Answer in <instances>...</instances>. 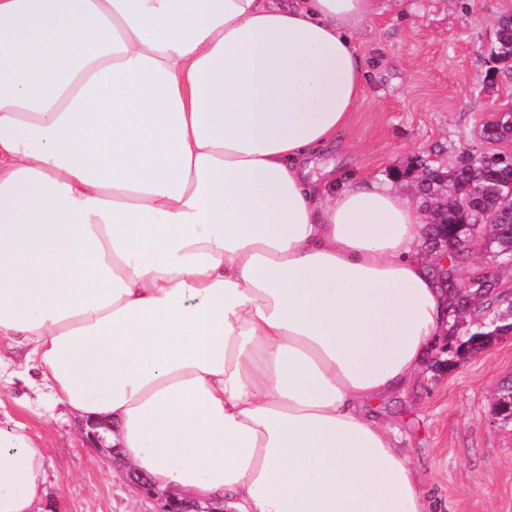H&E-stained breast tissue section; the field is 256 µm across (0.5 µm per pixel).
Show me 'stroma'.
<instances>
[{"label":"stroma","instance_id":"stroma-1","mask_svg":"<svg viewBox=\"0 0 512 512\" xmlns=\"http://www.w3.org/2000/svg\"><path fill=\"white\" fill-rule=\"evenodd\" d=\"M512 0H380L378 14L355 32L368 78L348 126L313 174L335 166L340 179L390 180L428 159L448 167L461 151H512V141L482 138L493 103L512 102V64L492 54L496 21ZM488 274L512 288V267L482 250H466L455 277ZM438 341L417 377L381 405L379 417L434 498L436 512H512V423L492 418L497 387L512 379V341L486 346L448 367ZM0 386V420L24 423L47 447L43 512H154L136 495L123 455L105 462L83 442L63 408L38 414L34 380Z\"/></svg>","mask_w":512,"mask_h":512}]
</instances>
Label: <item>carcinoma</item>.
Listing matches in <instances>:
<instances>
[{"instance_id":"1","label":"carcinoma","mask_w":512,"mask_h":512,"mask_svg":"<svg viewBox=\"0 0 512 512\" xmlns=\"http://www.w3.org/2000/svg\"><path fill=\"white\" fill-rule=\"evenodd\" d=\"M497 54L512 58V17L498 21L496 30ZM482 137L492 140L512 138V111H506L496 121L482 127ZM471 160L461 161L444 169L428 168V177L422 182L424 195L436 200L435 219L448 224V256L457 253V243L477 227L485 251L504 262L512 255V168L501 164L488 168L483 153L469 152ZM508 291L498 288L490 279L485 289L473 288L450 293L456 315L448 328V336L469 333H488L490 329L465 320L468 313H480L477 302L483 298L496 304V310L484 316L503 327L512 324V305L505 302Z\"/></svg>"}]
</instances>
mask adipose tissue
<instances>
[{"instance_id":"1","label":"adipose tissue","mask_w":512,"mask_h":512,"mask_svg":"<svg viewBox=\"0 0 512 512\" xmlns=\"http://www.w3.org/2000/svg\"><path fill=\"white\" fill-rule=\"evenodd\" d=\"M377 0H0V336L50 405L226 512H432L374 409L451 320L428 218L310 178ZM47 455L0 425V512Z\"/></svg>"}]
</instances>
